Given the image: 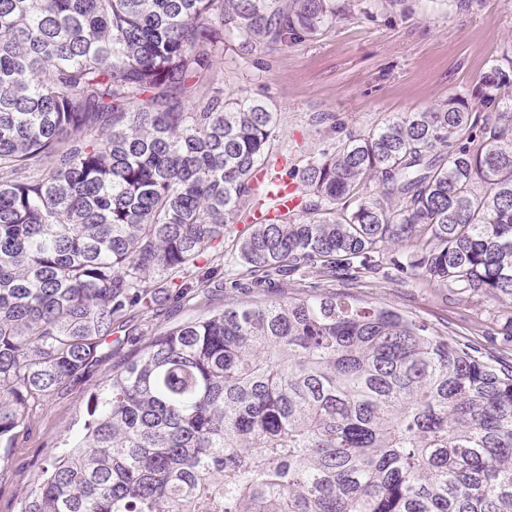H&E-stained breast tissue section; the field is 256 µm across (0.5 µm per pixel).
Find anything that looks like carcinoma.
Masks as SVG:
<instances>
[{"instance_id": "obj_1", "label": "carcinoma", "mask_w": 512, "mask_h": 512, "mask_svg": "<svg viewBox=\"0 0 512 512\" xmlns=\"http://www.w3.org/2000/svg\"><path fill=\"white\" fill-rule=\"evenodd\" d=\"M335 0H0V471L33 403L115 324L224 258L276 117L198 89L224 57L333 27ZM311 159L302 213L236 242L254 284L397 263L512 297V76ZM378 198L362 195L366 182ZM21 512H512V365L340 293L229 307L153 337L91 393Z\"/></svg>"}]
</instances>
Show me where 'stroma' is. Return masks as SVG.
<instances>
[{"instance_id": "1", "label": "stroma", "mask_w": 512, "mask_h": 512, "mask_svg": "<svg viewBox=\"0 0 512 512\" xmlns=\"http://www.w3.org/2000/svg\"><path fill=\"white\" fill-rule=\"evenodd\" d=\"M510 59L512 0H403L397 6L362 0L354 14L337 19L330 32L313 40L284 37L247 54L227 43L211 78L223 87L225 99H256L276 112L271 159L290 173L386 119L428 111L451 95L468 98L479 123H494V113L473 94L492 63ZM251 224L244 215L224 232V285L210 280L208 267L194 269L193 279L208 285L206 295L173 297L149 313H132L116 330L111 355L99 357L84 381L36 401L0 471V512H19L41 464L78 434L90 392L113 369L152 337L227 307L346 293L355 302L391 307L426 322L487 357L512 362V347L501 336L512 299L476 296L460 302L447 288L401 274L394 263L411 252L404 242L388 245L378 269L353 281L307 269L245 289L232 287L239 272L235 242Z\"/></svg>"}]
</instances>
